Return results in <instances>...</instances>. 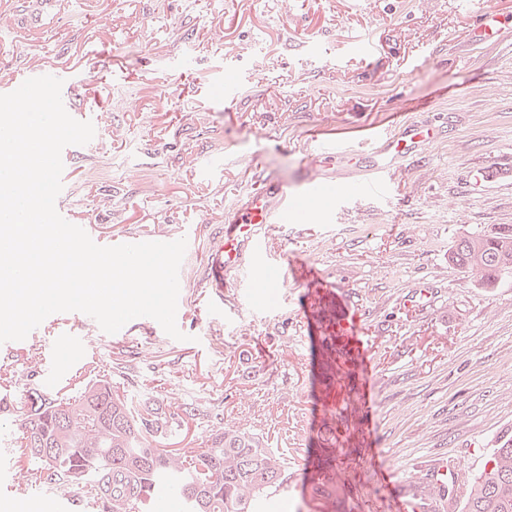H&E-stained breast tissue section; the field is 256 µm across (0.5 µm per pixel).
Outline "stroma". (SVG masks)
<instances>
[{
  "instance_id": "stroma-1",
  "label": "stroma",
  "mask_w": 512,
  "mask_h": 512,
  "mask_svg": "<svg viewBox=\"0 0 512 512\" xmlns=\"http://www.w3.org/2000/svg\"><path fill=\"white\" fill-rule=\"evenodd\" d=\"M474 0H61L46 32L19 24L33 0H13L0 28V94L19 72L59 71L72 107L98 132L63 159L57 209L101 241L192 235L176 321L184 340L149 317L108 334L81 312L48 316L26 339L0 344V502L43 512L53 487L14 481L13 406L26 386L72 391L91 367L133 403L178 392L206 414L164 444L201 448L223 418L287 450L286 512H400L415 477L439 463L467 481L512 438V272L495 287L461 272L448 251L463 236L512 225V28L478 37ZM450 119L449 137L415 163L397 161L387 191L341 202L367 175L348 149H368L403 120ZM327 186L300 196L288 220L262 224L265 260L216 278L236 206L265 180ZM303 259L354 297L374 340L375 401L358 412L337 462L353 494L313 499L308 451L323 420L311 331L315 293L292 278ZM266 278V292L248 279ZM432 283L433 304H406ZM80 337L73 348L61 331ZM151 350L149 361L137 359ZM128 370L113 369L119 356ZM390 466L385 497L371 458Z\"/></svg>"
}]
</instances>
